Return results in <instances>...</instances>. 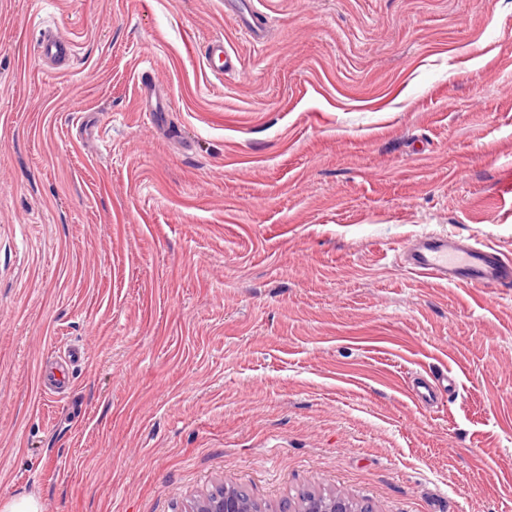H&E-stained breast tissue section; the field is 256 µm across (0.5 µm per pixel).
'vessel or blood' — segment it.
I'll use <instances>...</instances> for the list:
<instances>
[{"mask_svg": "<svg viewBox=\"0 0 512 512\" xmlns=\"http://www.w3.org/2000/svg\"><path fill=\"white\" fill-rule=\"evenodd\" d=\"M224 11L253 41L265 37L266 24L255 0H224ZM71 48L55 28L45 29L37 53L40 59L64 65ZM145 111L164 112L169 101L153 72L143 73L138 87ZM404 267L413 274L471 288H511L512 262L496 247L478 239L430 232L420 235L401 252Z\"/></svg>", "mask_w": 512, "mask_h": 512, "instance_id": "obj_1", "label": "vessel or blood"}]
</instances>
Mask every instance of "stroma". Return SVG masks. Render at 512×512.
I'll list each match as a JSON object with an SVG mask.
<instances>
[{"label":"stroma","instance_id":"1","mask_svg":"<svg viewBox=\"0 0 512 512\" xmlns=\"http://www.w3.org/2000/svg\"><path fill=\"white\" fill-rule=\"evenodd\" d=\"M259 9L256 45L224 0H0V504L512 512V289L399 260L425 232L512 255V0ZM71 48L64 35L56 28H47L37 49L41 60L50 61L56 65H64L68 60ZM160 86L152 71L143 73L138 93L145 112H168L169 100L161 93ZM252 508L257 510L258 505L252 503ZM250 505L238 498L232 489L224 485L214 490L196 496L188 505L187 510L180 512H251ZM326 497H311L310 501L302 502L294 510L288 505L289 512H371L368 506H358L345 493L337 492ZM285 511V512H288Z\"/></svg>","mask_w":512,"mask_h":512}]
</instances>
